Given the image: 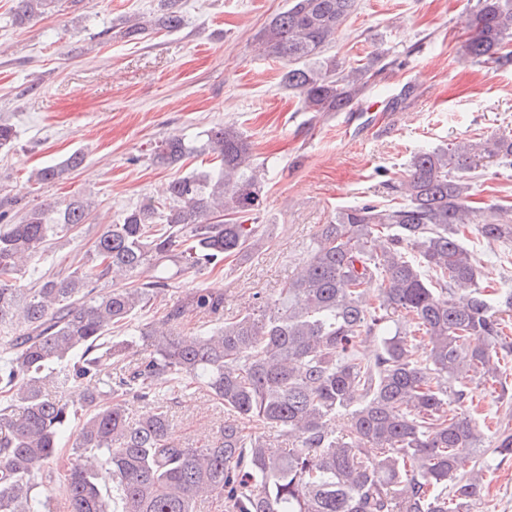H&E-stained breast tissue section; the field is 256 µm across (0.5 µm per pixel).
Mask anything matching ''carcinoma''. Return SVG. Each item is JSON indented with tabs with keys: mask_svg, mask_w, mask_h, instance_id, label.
I'll return each mask as SVG.
<instances>
[{
	"mask_svg": "<svg viewBox=\"0 0 512 512\" xmlns=\"http://www.w3.org/2000/svg\"><path fill=\"white\" fill-rule=\"evenodd\" d=\"M60 3L15 0L11 22L25 25ZM355 3L289 0L257 37L260 53L284 61L281 84L314 120L351 107L375 75L377 57L347 67L327 54ZM159 11L123 35L185 26L177 0H160ZM465 29V58L512 65V0H478ZM202 151L210 170L172 180L166 203L126 210L95 241L91 264L46 272L27 288L21 259L87 223L95 203L79 195L42 203L16 222L0 211V326L20 329L0 336V512H53L37 478L64 449L67 512H198L209 499L232 512H471L485 473L512 457V434L485 447L464 384L472 374L499 382L501 357L512 355L501 316L512 311V293L493 297L479 286L463 238L474 230L489 243L512 241L495 206L470 204L482 167L512 168V135L415 154L403 201L337 211L274 306L255 302L226 318L224 295L196 289L157 325L115 341L112 330L172 287L169 265L211 273L260 243V225L238 222L260 204L251 143L235 126H217L204 131ZM149 152L170 166L193 149L174 135ZM85 159L75 151L38 169L35 181H60ZM149 267L156 275L139 280ZM189 316L216 328L184 333ZM412 321L427 344L423 359L407 339ZM368 343L377 345L369 358ZM130 353L138 356L131 373L104 378V360ZM195 384L227 410L200 446L178 438L167 409ZM129 398L154 411L131 421ZM339 412L350 419L342 436L331 427ZM250 423L295 444L255 439ZM463 455L478 461L468 475L458 473Z\"/></svg>",
	"mask_w": 512,
	"mask_h": 512,
	"instance_id": "1",
	"label": "carcinoma"
}]
</instances>
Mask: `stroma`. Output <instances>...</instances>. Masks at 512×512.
Returning a JSON list of instances; mask_svg holds the SVG:
<instances>
[{
	"label": "stroma",
	"instance_id": "35a3bbf8",
	"mask_svg": "<svg viewBox=\"0 0 512 512\" xmlns=\"http://www.w3.org/2000/svg\"><path fill=\"white\" fill-rule=\"evenodd\" d=\"M476 0H357L332 49L338 60L387 64L349 109L312 123L298 95L280 84L281 61L253 51L258 34L288 0H179L186 26L121 38L129 19L155 15L159 0H62L58 11L25 26L9 22L14 0H0V119L17 138L0 149V204L13 217L71 194L94 199L89 222L25 267L24 280L46 270L68 273L87 262L96 238L145 199L163 200L174 178L207 170L204 155L169 168L147 155L172 135L200 145L202 133L233 125L252 144L263 169L259 249L212 274L177 275L174 288L134 325L161 320L196 288L224 296V315L256 298L278 299L306 257L315 233L338 209L389 204V181L411 157L463 139L512 133V66L493 69L464 60V21ZM111 39H101V30ZM85 164L63 181L39 184L41 167L73 151ZM473 202L512 206V168L482 170ZM479 261L480 285L512 289V243L464 240ZM486 425V443L512 433V376L505 392L469 383ZM178 437L205 443L224 425L223 407L194 387L168 407ZM472 512H512V457L486 473Z\"/></svg>",
	"mask_w": 512,
	"mask_h": 512
}]
</instances>
